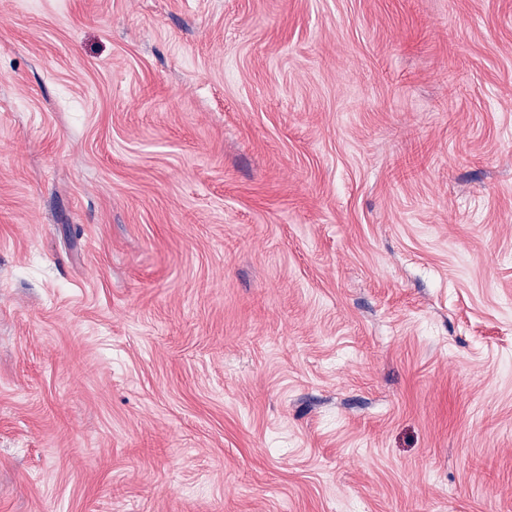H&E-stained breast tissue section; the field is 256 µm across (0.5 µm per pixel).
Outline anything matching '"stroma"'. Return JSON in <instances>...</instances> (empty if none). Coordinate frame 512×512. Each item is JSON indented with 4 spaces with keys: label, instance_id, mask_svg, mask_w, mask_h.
Wrapping results in <instances>:
<instances>
[{
    "label": "stroma",
    "instance_id": "obj_1",
    "mask_svg": "<svg viewBox=\"0 0 512 512\" xmlns=\"http://www.w3.org/2000/svg\"><path fill=\"white\" fill-rule=\"evenodd\" d=\"M0 512H512V0H0Z\"/></svg>",
    "mask_w": 512,
    "mask_h": 512
}]
</instances>
